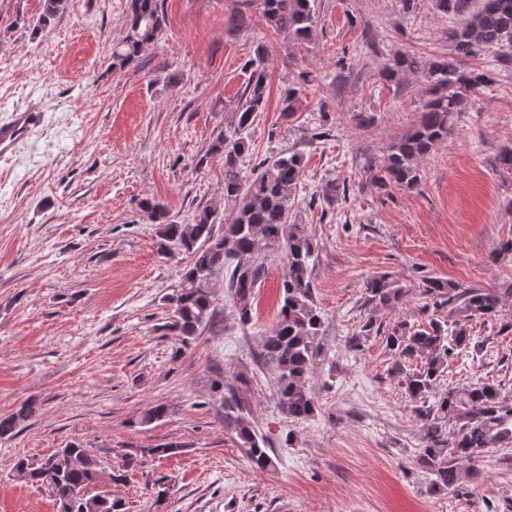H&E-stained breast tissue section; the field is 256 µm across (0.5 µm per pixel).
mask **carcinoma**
Masks as SVG:
<instances>
[{"mask_svg": "<svg viewBox=\"0 0 512 512\" xmlns=\"http://www.w3.org/2000/svg\"><path fill=\"white\" fill-rule=\"evenodd\" d=\"M435 0L443 14L459 18L448 31L452 55L424 65L414 53L399 54L381 71L391 81L403 72L422 73L427 81V100L418 124L387 148L384 169L389 181L408 189L418 186L419 163L448 139L451 119L465 109L489 76L465 66V61L490 49L498 50L501 66L512 69V0ZM64 6V0H42L37 28L44 31ZM262 17L273 29L296 42L306 43L316 29L315 0H261ZM165 16L160 0H129L126 34L112 46V67L135 63L164 34ZM263 46L256 48L249 82L235 108V121L216 137L212 150L224 157V199L234 202L224 234L214 233L218 211L206 207L192 222L169 220L161 203L147 202L143 210L160 226V237L172 253L189 258L180 288L166 297L172 316L166 328L178 337L181 348L191 346L200 329L216 317L213 281L224 274L232 305L242 323L251 321L255 288L260 286L271 253H284L280 309L277 321L264 338L263 366L273 375L281 408L295 420L315 416L317 406L309 380L322 330V317L314 303L311 270L315 246L301 224L288 223L290 192L302 178V157L297 153L262 160L248 173L243 155L248 150L246 131L254 114L265 107L267 82L262 62ZM423 294L427 307L436 311L423 324L401 321L385 334L395 357L393 372L414 400V413L424 431L419 463L432 477V488L454 489L462 481L481 478L482 459L491 448L512 447V397L499 385L480 380L465 386L438 390L451 358L465 350L478 354L481 342L473 341L470 325L499 316L506 288H465L451 280L427 278ZM367 302L377 307L403 304L407 289L385 276L366 282ZM380 333L372 320L348 339L356 349ZM251 381L243 376L225 385L224 426L235 432L239 447L257 469L273 466L264 438L250 420L248 394ZM36 403L0 415V440H10L33 416ZM18 479L49 490L58 512H123L122 501L112 492L76 498L73 492L99 483L101 463L86 446L71 443L32 465L20 460Z\"/></svg>", "mask_w": 512, "mask_h": 512, "instance_id": "cac0c4a2", "label": "carcinoma"}]
</instances>
